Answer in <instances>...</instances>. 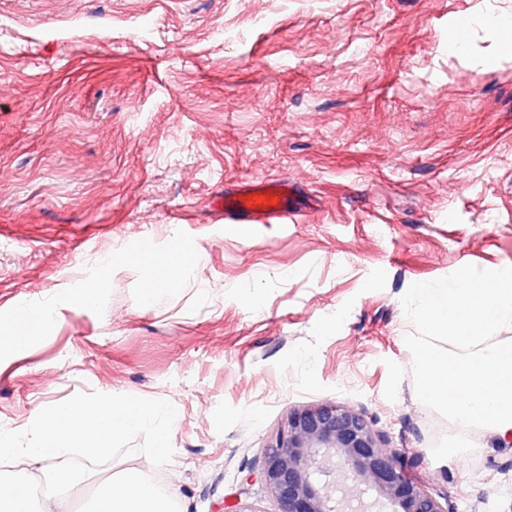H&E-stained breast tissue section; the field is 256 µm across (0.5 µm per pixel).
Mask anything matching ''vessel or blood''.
Here are the masks:
<instances>
[{
    "label": "vessel or blood",
    "mask_w": 512,
    "mask_h": 512,
    "mask_svg": "<svg viewBox=\"0 0 512 512\" xmlns=\"http://www.w3.org/2000/svg\"><path fill=\"white\" fill-rule=\"evenodd\" d=\"M288 191L285 180L256 178L225 190L218 212L228 224H284L293 215Z\"/></svg>",
    "instance_id": "1"
}]
</instances>
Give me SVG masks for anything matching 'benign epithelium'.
Here are the masks:
<instances>
[{
	"label": "benign epithelium",
	"instance_id": "benign-epithelium-1",
	"mask_svg": "<svg viewBox=\"0 0 512 512\" xmlns=\"http://www.w3.org/2000/svg\"><path fill=\"white\" fill-rule=\"evenodd\" d=\"M263 459L278 512H447L404 477L364 415L332 403L291 411ZM350 481L374 498L349 494Z\"/></svg>",
	"mask_w": 512,
	"mask_h": 512
}]
</instances>
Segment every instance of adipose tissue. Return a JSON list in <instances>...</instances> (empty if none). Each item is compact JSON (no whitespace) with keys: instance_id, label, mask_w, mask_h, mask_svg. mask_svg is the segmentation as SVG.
<instances>
[{"instance_id":"ef3b65f1","label":"adipose tissue","mask_w":512,"mask_h":512,"mask_svg":"<svg viewBox=\"0 0 512 512\" xmlns=\"http://www.w3.org/2000/svg\"><path fill=\"white\" fill-rule=\"evenodd\" d=\"M54 324L50 308L39 315L21 311L19 321L0 328V350L20 348L43 335ZM92 512H174L169 486L139 468H126L118 479L103 485L96 496Z\"/></svg>"}]
</instances>
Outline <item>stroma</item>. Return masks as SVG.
Returning <instances> with one entry per match:
<instances>
[{
    "label": "stroma",
    "mask_w": 512,
    "mask_h": 512,
    "mask_svg": "<svg viewBox=\"0 0 512 512\" xmlns=\"http://www.w3.org/2000/svg\"><path fill=\"white\" fill-rule=\"evenodd\" d=\"M497 17L512 0H0V321L57 305L0 356V428L80 392L177 411L168 465L110 462L64 512L127 467L177 512H277L263 451L321 402L364 414L448 512H512V440L417 400L400 302L512 267ZM256 177L297 186L292 221L219 220L212 197Z\"/></svg>",
    "instance_id": "stroma-1"
}]
</instances>
